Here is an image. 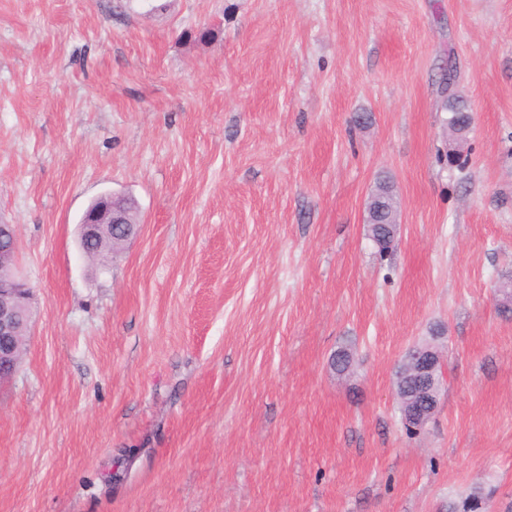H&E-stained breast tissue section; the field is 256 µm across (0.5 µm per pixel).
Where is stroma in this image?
I'll list each match as a JSON object with an SVG mask.
<instances>
[{
    "label": "stroma",
    "mask_w": 512,
    "mask_h": 512,
    "mask_svg": "<svg viewBox=\"0 0 512 512\" xmlns=\"http://www.w3.org/2000/svg\"><path fill=\"white\" fill-rule=\"evenodd\" d=\"M161 2L0 0V221L34 291L0 512H512V0ZM106 191L140 231L104 270L77 224ZM440 326L411 436L394 372ZM442 109L444 112H448V126L451 129L463 131L470 128L472 113L468 102L462 96L456 93L448 94Z\"/></svg>",
    "instance_id": "stroma-1"
}]
</instances>
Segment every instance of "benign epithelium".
<instances>
[{
    "label": "benign epithelium",
    "instance_id": "obj_1",
    "mask_svg": "<svg viewBox=\"0 0 512 512\" xmlns=\"http://www.w3.org/2000/svg\"><path fill=\"white\" fill-rule=\"evenodd\" d=\"M126 197L107 193L85 212L80 224V246L104 237L118 248L131 239L138 225L127 219ZM18 233L14 224H0V380L12 377L21 359L20 338L28 335L31 321L32 289L17 269ZM412 346L404 356L406 368L398 369L395 396L404 402V425L423 428L436 413L441 399L443 355L437 341Z\"/></svg>",
    "mask_w": 512,
    "mask_h": 512
}]
</instances>
